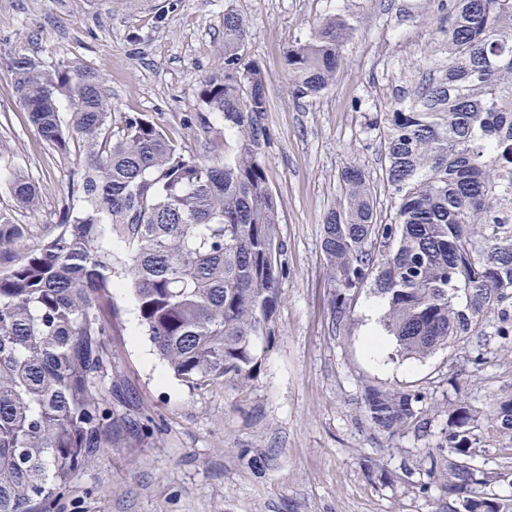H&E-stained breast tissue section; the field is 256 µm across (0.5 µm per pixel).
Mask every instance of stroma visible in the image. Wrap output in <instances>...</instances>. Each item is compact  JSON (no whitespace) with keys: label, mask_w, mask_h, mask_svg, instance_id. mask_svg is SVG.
I'll return each instance as SVG.
<instances>
[{"label":"stroma","mask_w":512,"mask_h":512,"mask_svg":"<svg viewBox=\"0 0 512 512\" xmlns=\"http://www.w3.org/2000/svg\"><path fill=\"white\" fill-rule=\"evenodd\" d=\"M442 0H154L127 9L120 0H0V210L30 225L55 223L78 157L47 154L13 88L10 60L46 65L78 60L102 76L116 114L138 112L187 155L224 160L239 140L200 97L224 52V11L250 22L244 57L265 75L269 141L259 160L277 200L286 272L270 336L245 381L192 391L154 357L128 290L112 291L109 341L116 360L112 409L119 418L112 452L78 473L49 512H446L438 487L422 491L429 434L386 438L369 425L365 385L408 386L444 401L449 378L476 406L489 408L512 384V358L493 352L484 370L456 348L425 359L398 356L392 340L370 351L378 320L360 295L346 324L333 322V285L321 251L325 214L342 204V170H365L382 217L392 200L381 168L385 107L445 60L448 12ZM358 20L334 82L295 98L284 52L323 19ZM39 184L40 206L20 209L9 191L14 171Z\"/></svg>","instance_id":"1"}]
</instances>
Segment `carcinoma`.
<instances>
[{
    "label": "carcinoma",
    "mask_w": 512,
    "mask_h": 512,
    "mask_svg": "<svg viewBox=\"0 0 512 512\" xmlns=\"http://www.w3.org/2000/svg\"><path fill=\"white\" fill-rule=\"evenodd\" d=\"M439 76L384 113L383 179L393 216L378 217L357 165L341 173L346 203L329 211L321 249L335 323L362 292L384 306L380 325L400 356L465 350L475 369L495 341L512 350V0H452ZM356 25L329 17L288 46L294 96L325 91ZM249 21L224 12V56L201 97L236 130L239 154H184L141 113L116 122L101 75L82 63L12 59L17 98L45 149L80 162L57 223L20 249L30 228L0 211V512H47L73 477L112 447V289L127 288L140 324L175 378L206 388L257 363L285 274L280 215L259 161L268 138L263 72L243 59ZM9 188L34 210L39 186L23 171ZM124 244L115 258L109 242ZM454 395L425 449L427 475L448 512L478 506L512 468L478 465L486 448L512 450V387L489 412ZM426 394L369 388L362 410L393 437L426 432Z\"/></svg>",
    "instance_id": "carcinoma-1"
}]
</instances>
